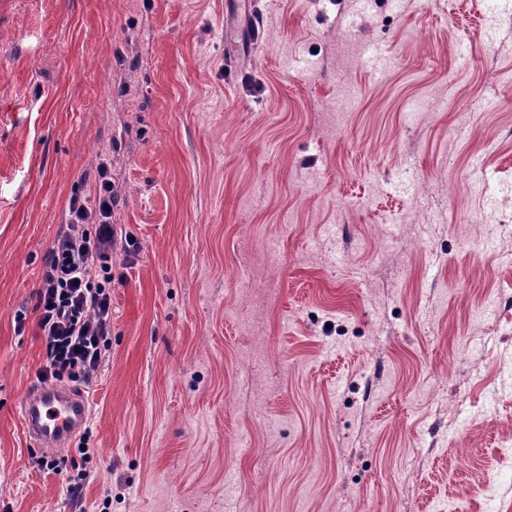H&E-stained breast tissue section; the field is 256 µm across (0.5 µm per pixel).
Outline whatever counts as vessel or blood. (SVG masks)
<instances>
[{"label": "vessel or blood", "instance_id": "1", "mask_svg": "<svg viewBox=\"0 0 512 512\" xmlns=\"http://www.w3.org/2000/svg\"><path fill=\"white\" fill-rule=\"evenodd\" d=\"M90 412L84 391L37 384L28 389L19 416L35 449L53 456L84 429Z\"/></svg>", "mask_w": 512, "mask_h": 512}]
</instances>
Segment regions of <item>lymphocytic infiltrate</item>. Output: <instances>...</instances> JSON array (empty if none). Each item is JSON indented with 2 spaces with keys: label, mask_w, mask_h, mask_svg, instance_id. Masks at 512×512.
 Wrapping results in <instances>:
<instances>
[{
  "label": "lymphocytic infiltrate",
  "mask_w": 512,
  "mask_h": 512,
  "mask_svg": "<svg viewBox=\"0 0 512 512\" xmlns=\"http://www.w3.org/2000/svg\"><path fill=\"white\" fill-rule=\"evenodd\" d=\"M97 173L89 194L70 198L68 230L46 257L37 302L44 381H88L110 332L115 190L107 163H99Z\"/></svg>",
  "instance_id": "f902f5d3"
}]
</instances>
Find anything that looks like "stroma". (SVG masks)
<instances>
[{
  "instance_id": "stroma-1",
  "label": "stroma",
  "mask_w": 512,
  "mask_h": 512,
  "mask_svg": "<svg viewBox=\"0 0 512 512\" xmlns=\"http://www.w3.org/2000/svg\"><path fill=\"white\" fill-rule=\"evenodd\" d=\"M0 86V512L512 507V0L6 4ZM104 158L93 453L51 469L17 410Z\"/></svg>"
}]
</instances>
